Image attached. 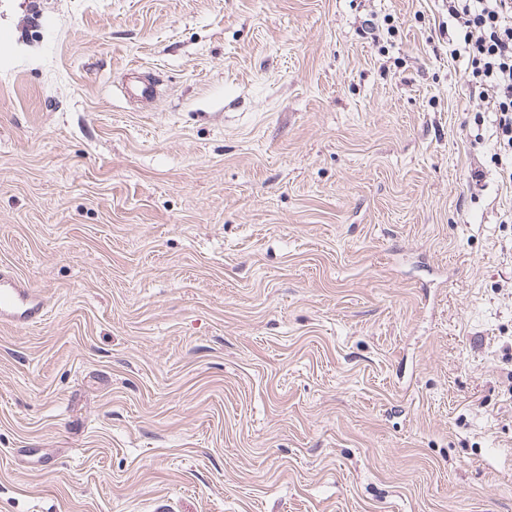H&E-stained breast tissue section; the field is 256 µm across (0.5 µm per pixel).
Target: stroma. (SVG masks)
<instances>
[{
	"mask_svg": "<svg viewBox=\"0 0 512 512\" xmlns=\"http://www.w3.org/2000/svg\"><path fill=\"white\" fill-rule=\"evenodd\" d=\"M446 0H0V512H512V180ZM151 78L156 97H131ZM47 314L46 303L34 288L0 268V322L36 327Z\"/></svg>",
	"mask_w": 512,
	"mask_h": 512,
	"instance_id": "obj_1",
	"label": "stroma"
}]
</instances>
